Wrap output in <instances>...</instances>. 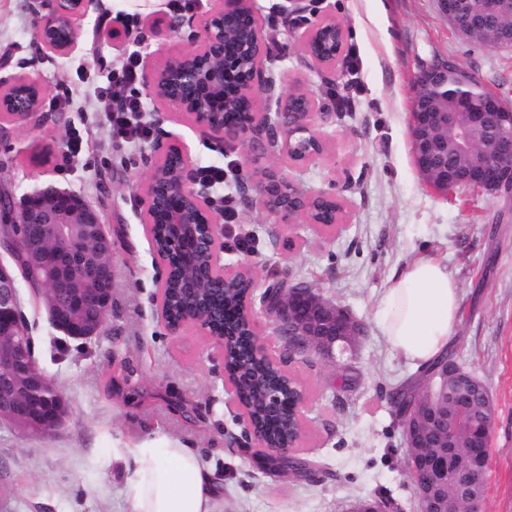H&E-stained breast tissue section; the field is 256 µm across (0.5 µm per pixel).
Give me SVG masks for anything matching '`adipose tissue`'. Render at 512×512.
<instances>
[{
    "label": "adipose tissue",
    "mask_w": 512,
    "mask_h": 512,
    "mask_svg": "<svg viewBox=\"0 0 512 512\" xmlns=\"http://www.w3.org/2000/svg\"><path fill=\"white\" fill-rule=\"evenodd\" d=\"M459 317L457 282L441 260L422 254L391 276L379 326L393 350L427 366L446 350ZM112 460L128 473V512H222L213 470L180 443L116 448Z\"/></svg>",
    "instance_id": "1"
}]
</instances>
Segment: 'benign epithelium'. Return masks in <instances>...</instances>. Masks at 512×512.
Returning <instances> with one entry per match:
<instances>
[{
    "label": "benign epithelium",
    "instance_id": "benign-epithelium-1",
    "mask_svg": "<svg viewBox=\"0 0 512 512\" xmlns=\"http://www.w3.org/2000/svg\"><path fill=\"white\" fill-rule=\"evenodd\" d=\"M48 14L41 17L37 39L50 53H64L77 39L75 19L86 12L89 0H52ZM448 25L459 36L473 39L479 32H493L492 47L512 48V28L499 22L512 15V0H486L475 7L467 0H438ZM199 45L171 57L159 68H146L144 83L154 99L185 114L197 126L221 135L230 142L247 143L251 148L265 146L279 150L296 164L307 165L325 152V141L312 129L315 116L329 121L331 113L314 112V104L302 91L285 95L274 114L257 111L264 60L267 57L254 0H223L202 19ZM343 31L333 19L315 24L297 37L305 59L315 67L336 64L343 44L336 43V32ZM458 62L447 57L423 68L416 79V92L410 112L411 150L414 164L437 192L448 194L465 187L512 201V109L503 106L504 97L489 92L484 110L469 107L471 96L451 91L463 80ZM47 91L46 78L37 73L0 80V120L17 121L38 114ZM238 103L247 120L231 123L224 113ZM462 115L453 140L455 149L468 157L463 168L437 164L436 148L448 147L439 133L448 131V113ZM254 203L267 216L281 224H311L319 229L342 228L341 205L335 196L299 189L272 168H265L254 182ZM145 223L153 224V211L167 208L165 223L173 236L168 248L180 256L182 264L197 260V243L205 237L209 271L221 279L226 289L238 288L247 265L221 264L224 251V210L216 209L208 194L197 189L189 177L188 155L180 150L165 153L153 166L145 185ZM31 226L17 234L0 237V252L17 262L22 273H36L50 287L54 299L47 313L53 327L65 336L88 341L101 331L111 299L98 290L73 286L76 261L84 256L81 246L66 233L70 224H91L93 234L105 246L112 242L99 225L97 212L80 196L64 189L45 187L24 197L16 215L15 228ZM284 285L280 292L261 296L263 312L283 340L288 359L308 355L334 366L344 353L353 349L362 323L343 306L303 282H292L285 270L272 274ZM201 288L194 279L185 284L186 306L180 319H167L165 301L159 302L161 318L171 332L189 323L199 324L224 352L235 348L233 333L216 326L214 318L198 305ZM255 287H250L239 303L241 320L247 325L249 342L255 351L268 355L256 328L253 304ZM245 378L224 371L227 403L239 409L246 434L253 439L268 469L281 468L292 459L303 434L304 394L295 387L294 415L298 430L294 439L281 446L271 444L264 431L253 424V408L241 399ZM67 406L61 393L41 375L33 356L28 325L20 311L19 290L14 271L0 264V423L24 432L51 435L65 421ZM448 411L429 401L424 412L410 407L400 417L402 435L408 448H429L433 437L448 433ZM493 424L476 423L471 428L475 452L488 459ZM408 476L422 512H438L446 505L448 458L410 455Z\"/></svg>",
    "mask_w": 512,
    "mask_h": 512
}]
</instances>
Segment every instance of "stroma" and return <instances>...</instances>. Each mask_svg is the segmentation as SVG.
Instances as JSON below:
<instances>
[{"label":"stroma","mask_w":512,"mask_h":512,"mask_svg":"<svg viewBox=\"0 0 512 512\" xmlns=\"http://www.w3.org/2000/svg\"><path fill=\"white\" fill-rule=\"evenodd\" d=\"M284 0H255L271 58L263 65V112L299 89L329 123H316L326 150L298 166L278 151L248 164L245 147L197 127L155 102L145 85L148 139L111 136L101 93L110 71L131 52L155 68L192 49L208 0L178 13L159 11L178 28L165 42L146 36L147 13L124 0H94L78 22L66 54L43 52L35 37L37 0H0V77L42 73V109L51 119L0 127V187L14 199L55 186L96 209L112 240V308L99 336L81 343L49 322L36 288L19 280L21 312L31 328L34 356L64 395L69 414L53 435L0 425V512H124L126 473L112 450L145 440L176 441L210 466L223 512H344L362 497L389 501L393 512H420L407 477L408 450L390 404L391 393L413 384L418 371L387 343L378 325L390 277L411 257L442 259L460 288L461 319L448 342L486 384L496 405L485 512H512V205L487 194L428 188L411 153L413 82L433 60L452 57L473 68L512 101V51L460 38L436 0H305L292 19ZM122 15L133 34L123 44L97 34L103 14ZM326 18L344 30L335 69L306 66L296 41ZM81 139L72 153L68 141ZM187 152L191 169L235 162L236 173L209 190L216 206L232 202L221 261L248 260L255 295L274 270L315 288L347 308L365 327L351 364L358 374L344 390L334 367L295 358L288 373L306 396L303 435L295 455L318 477L300 481L260 468L236 407L224 394V356L199 325L171 333L158 313L165 267L144 222V186L162 155ZM274 167L300 188L326 192L343 205V228L327 233L308 224H278L252 207L241 190L263 167ZM292 239L293 250L282 247Z\"/></svg>","instance_id":"1"}]
</instances>
